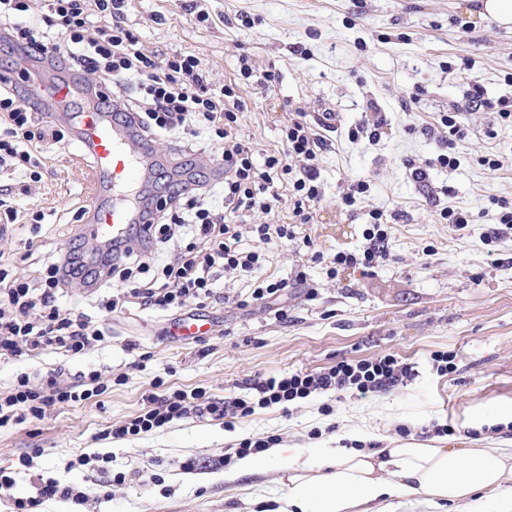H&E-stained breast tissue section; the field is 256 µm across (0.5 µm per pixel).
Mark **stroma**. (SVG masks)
I'll list each match as a JSON object with an SVG mask.
<instances>
[{"instance_id":"1","label":"stroma","mask_w":512,"mask_h":512,"mask_svg":"<svg viewBox=\"0 0 512 512\" xmlns=\"http://www.w3.org/2000/svg\"><path fill=\"white\" fill-rule=\"evenodd\" d=\"M197 6L207 21L195 22L183 0H129L128 23L142 48L192 52L213 88L238 85L241 139L261 153L279 148L280 130L298 106L331 120L333 146L319 164L325 197L301 228L310 242L272 241L251 276L221 279L227 301L207 308L210 330L199 341L169 336L170 313L128 302L109 314L87 289H69L61 307L84 312L109 337L79 357L47 350L0 360V392L17 375L36 383L57 368L65 383L98 371L108 389L48 410L43 419L0 428V466L13 467L15 478L0 494V512H14V499L35 495L43 478L88 488L76 464L84 454L111 453L116 480L109 493L91 494L80 507L57 499L40 512H265L286 491L274 474L232 485L223 480L245 437L274 435L296 448L335 444L350 427L370 448L380 436L451 448H490L512 438V229L499 224L497 205L512 202V125L497 126L491 139L486 115L469 114L455 140L459 167L432 170L428 190L409 170L445 152L422 129L460 103L469 84L512 97L504 81L512 73V31L490 19L464 22L465 0H197ZM244 67L252 78L241 76ZM267 70L278 81L255 85L254 76ZM370 100L389 124L376 142L349 135ZM491 154L499 170L483 166ZM42 161L43 181L28 192L9 170L0 171L19 212L12 237L0 239V266L17 278L36 276L49 254L83 233L77 215L86 204L92 158L67 139L45 149ZM359 179L370 181L369 193L343 208V187ZM34 204L46 218L28 253L21 245L29 235L24 213ZM448 206L469 211L471 223H443L440 210ZM374 209L402 213L388 230V261L366 275L344 270L334 277L311 261L315 251L330 257L362 249ZM299 271L307 288L288 289L280 306L252 300L256 282ZM438 352L454 355L455 372L432 369ZM384 353L418 363L419 378L363 398L316 394L285 411L256 410L230 427L193 416L128 440L103 434L136 416L154 393L238 396L242 383L258 376L319 371ZM490 414L500 425L484 424ZM437 424L444 434H434ZM23 456L29 466H19ZM189 458L195 469L182 470L180 461Z\"/></svg>"}]
</instances>
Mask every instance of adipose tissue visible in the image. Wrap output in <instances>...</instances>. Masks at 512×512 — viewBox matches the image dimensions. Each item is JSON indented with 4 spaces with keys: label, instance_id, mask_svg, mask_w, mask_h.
<instances>
[{
    "label": "adipose tissue",
    "instance_id": "adipose-tissue-1",
    "mask_svg": "<svg viewBox=\"0 0 512 512\" xmlns=\"http://www.w3.org/2000/svg\"><path fill=\"white\" fill-rule=\"evenodd\" d=\"M266 449L242 455L224 472L232 483L245 475L284 469L288 491L274 512H390L397 504L465 512L482 495V512H512V438L494 448H448L389 442L375 451L357 448Z\"/></svg>",
    "mask_w": 512,
    "mask_h": 512
}]
</instances>
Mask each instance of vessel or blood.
Segmentation results:
<instances>
[{"label":"vessel or blood","mask_w":512,"mask_h":512,"mask_svg":"<svg viewBox=\"0 0 512 512\" xmlns=\"http://www.w3.org/2000/svg\"><path fill=\"white\" fill-rule=\"evenodd\" d=\"M34 96L57 108L80 94V85L72 82H49L35 79L30 87ZM72 136L83 148L94 154L96 167L89 189V209L85 225L89 235L119 238L129 225L139 223L133 207L111 202V190L141 181L152 160V146L137 136L134 120L112 111L105 103L89 102L80 111L70 113Z\"/></svg>","instance_id":"1"}]
</instances>
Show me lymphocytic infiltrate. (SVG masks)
I'll return each mask as SVG.
<instances>
[{"instance_id":"lymphocytic-infiltrate-1","label":"lymphocytic infiltrate","mask_w":512,"mask_h":512,"mask_svg":"<svg viewBox=\"0 0 512 512\" xmlns=\"http://www.w3.org/2000/svg\"><path fill=\"white\" fill-rule=\"evenodd\" d=\"M127 5L128 0H45V13L30 25L24 19L26 0H0V50L22 64L17 79L0 80V168L29 169L31 180L40 182L38 150L48 142H61L64 135L23 85L37 74L57 81L75 79L88 91H102L113 111L133 114L143 137L153 142L177 139L184 157L197 154L190 139L197 127L223 140L224 207L210 205L206 175L196 174L192 188L186 189L162 174L143 212L145 231L134 228L124 241L59 251L40 276L29 281L9 279L0 267V359L48 349L75 356L101 341L103 330L87 315L58 304L59 297L77 285L97 291L123 284L126 297L154 311L180 308L191 300L200 310L223 302L218 281L251 274L260 264L262 245L295 240L298 226L312 222L324 197L319 161L332 143L315 131L303 108H296L294 118L283 126L281 149L256 154L236 134L243 104L234 85L213 89L195 55L143 51L127 24ZM464 110L485 111L495 125L512 124V98L490 97L478 83L469 86ZM285 192L294 200L289 223L252 225L255 248H240L234 219L258 209L272 212ZM369 216L362 250L340 251L329 260L316 252L313 260L328 262L332 275L383 263L388 257L387 216L381 210ZM177 235L186 241L183 251L161 259L159 245ZM153 269L157 277L137 282V275ZM418 376L416 363L385 354L345 358L316 372L259 376L249 380L247 395L230 399L204 400L176 389L150 395L141 414L109 426L106 434L124 440L192 415L229 423L259 409L288 407L315 393L364 396L407 386ZM106 389L94 371L66 386L53 374L37 384L18 377L0 396V427L44 418L48 409L88 400Z\"/></svg>"}]
</instances>
